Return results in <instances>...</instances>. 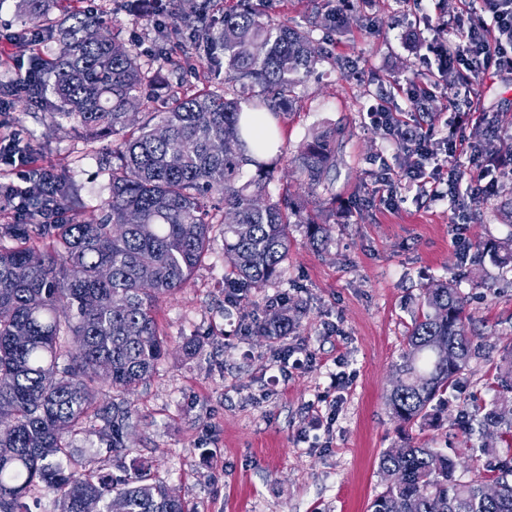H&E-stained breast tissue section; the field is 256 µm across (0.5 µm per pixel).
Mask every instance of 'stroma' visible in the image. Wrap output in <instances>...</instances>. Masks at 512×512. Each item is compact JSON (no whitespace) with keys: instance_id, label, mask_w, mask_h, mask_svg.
Listing matches in <instances>:
<instances>
[{"instance_id":"stroma-1","label":"stroma","mask_w":512,"mask_h":512,"mask_svg":"<svg viewBox=\"0 0 512 512\" xmlns=\"http://www.w3.org/2000/svg\"><path fill=\"white\" fill-rule=\"evenodd\" d=\"M343 14L348 24L324 23L313 38L326 48L296 89L290 115L279 124V146L295 153L325 129L338 132L342 158L331 173V225L327 247H312L304 225L291 227L284 277L251 290L232 319L224 317V282L230 262L216 242L191 279L158 306L156 318L168 351L149 381L129 397L134 424L126 437L133 454L148 458L152 472L192 504L196 512H367L384 482L378 458L399 444L401 426L384 407L403 348L411 312L423 288L453 280L467 301L466 324L482 338L456 388L438 408L439 424L413 427L418 445L456 449L458 474L479 468L477 447L512 458V436L494 432L467 439L456 420L494 396V366L512 342V271L500 273L483 260L479 244L512 234L499 214L512 201V179L491 181L489 199L457 218L447 199L403 192L389 204L379 188L383 168L398 169L399 150L386 127L365 122L368 108L387 111L442 141L455 129L454 112L435 99L416 111L407 86H426L419 42L445 39L430 17L455 20L461 0H266L269 17L304 26L316 6ZM93 10L111 24L120 44L135 47L156 70L160 87L152 105L166 106L175 93H191L224 79L220 65L184 52L169 35L175 20L152 22L131 12L128 0H95ZM21 0H0V82L16 75L17 49L10 37L23 28ZM481 107L501 151L512 150V75L480 77ZM57 101L22 100L0 112V135L19 130L35 167L52 169L79 200L78 218L104 215L112 170V144L56 124ZM285 296L302 316L286 342L313 359L279 377V340L241 335L240 325L261 316L266 303ZM200 347L186 355L182 345ZM343 373L342 386L334 376ZM338 397L330 413L321 394ZM76 454L96 456L104 472L119 476L131 456L107 452L98 428L74 442Z\"/></svg>"}]
</instances>
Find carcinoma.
<instances>
[{
    "label": "carcinoma",
    "instance_id": "carcinoma-1",
    "mask_svg": "<svg viewBox=\"0 0 512 512\" xmlns=\"http://www.w3.org/2000/svg\"><path fill=\"white\" fill-rule=\"evenodd\" d=\"M23 24L44 25L55 0H23ZM224 12L219 31L202 13L183 12L193 48L224 61V87L175 96L150 111V71L138 53L115 42L100 16L59 12L52 22L62 49L41 62L62 109L56 122L93 140L112 139V177L103 218L79 222L65 179L51 224H0V512H29L25 498L53 497L57 512H192L187 502L131 460L116 480L92 456L71 451L88 425L114 452L128 451L131 402L104 404L98 382L129 395L157 370L165 341L155 318L202 263L216 237L231 263L224 303L236 306L253 288L287 269L290 227L305 224L308 241L324 245L330 229L304 201L266 199L277 158L268 137L252 136L253 114H287L301 80L323 59L311 31L266 17L263 0H241ZM141 110L144 119L130 118ZM336 131L316 135L289 162L315 195L331 190ZM254 174L244 179V169ZM224 202L218 222L208 202ZM482 253L499 268L512 264V236ZM465 299L451 281L422 289L420 309L394 364L401 374L384 400L392 418L422 427L437 403L479 354L465 326ZM297 310L282 303L258 325L262 335L288 334ZM498 396L466 432L512 434V344L496 367ZM458 461L439 448L404 437L384 450L385 487L368 512H512V462L497 460L489 476L462 480ZM498 494H484L487 480Z\"/></svg>",
    "mask_w": 512,
    "mask_h": 512
}]
</instances>
